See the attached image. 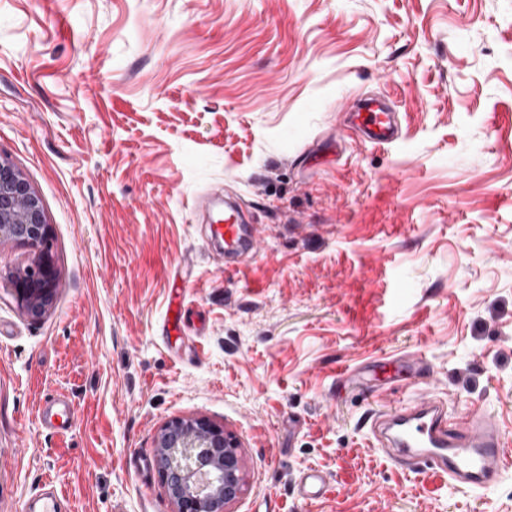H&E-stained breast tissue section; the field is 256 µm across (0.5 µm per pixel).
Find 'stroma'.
<instances>
[{
    "mask_svg": "<svg viewBox=\"0 0 512 512\" xmlns=\"http://www.w3.org/2000/svg\"><path fill=\"white\" fill-rule=\"evenodd\" d=\"M361 93L393 144L344 131ZM0 155L60 280L29 316L32 251L0 242V512L49 487L64 512H174L155 446L199 417L239 446L228 512H512V467L455 490L366 425L428 392L512 431V0H0ZM212 192L260 232L236 273L193 209ZM74 415V407L64 396L53 398L37 411L42 424L56 432L67 430Z\"/></svg>",
    "mask_w": 512,
    "mask_h": 512,
    "instance_id": "stroma-1",
    "label": "stroma"
}]
</instances>
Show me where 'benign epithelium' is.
Masks as SVG:
<instances>
[{"instance_id":"7a95c632","label":"benign epithelium","mask_w":512,"mask_h":512,"mask_svg":"<svg viewBox=\"0 0 512 512\" xmlns=\"http://www.w3.org/2000/svg\"><path fill=\"white\" fill-rule=\"evenodd\" d=\"M33 249L29 265L11 280L18 303L40 316L59 288L50 225L40 199L22 173L0 159V240ZM156 458L176 512H225L244 489L236 440L205 419H175L160 434Z\"/></svg>"}]
</instances>
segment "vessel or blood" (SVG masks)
Segmentation results:
<instances>
[{"label":"vessel or blood","mask_w":512,"mask_h":512,"mask_svg":"<svg viewBox=\"0 0 512 512\" xmlns=\"http://www.w3.org/2000/svg\"><path fill=\"white\" fill-rule=\"evenodd\" d=\"M349 120L369 143L384 145L398 137L394 113L379 100H358ZM210 232L224 241L225 268L239 269L260 253L256 230L239 209L231 207L217 215ZM74 415L71 402L63 396L37 411L42 424L57 432L67 430ZM372 433L385 455L413 459L416 471L445 476L457 488H490L512 467V436L493 416L472 410L454 418L431 397L374 413Z\"/></svg>","instance_id":"obj_1"}]
</instances>
